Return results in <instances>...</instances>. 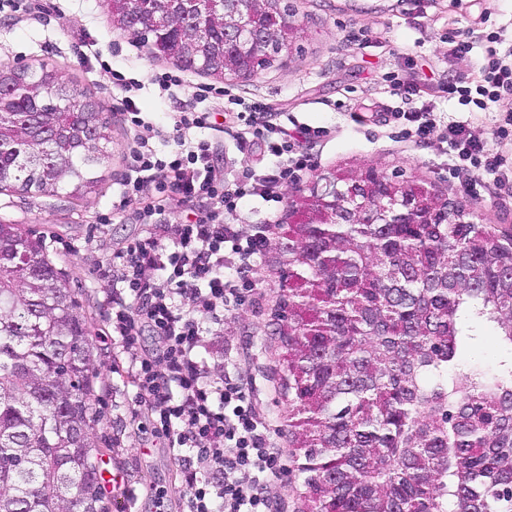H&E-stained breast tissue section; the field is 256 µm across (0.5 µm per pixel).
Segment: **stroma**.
Here are the masks:
<instances>
[{
  "label": "stroma",
  "mask_w": 512,
  "mask_h": 512,
  "mask_svg": "<svg viewBox=\"0 0 512 512\" xmlns=\"http://www.w3.org/2000/svg\"><path fill=\"white\" fill-rule=\"evenodd\" d=\"M37 19H16L0 11V63L31 68L48 63L66 85L83 91L111 124L112 148L98 169L103 181L95 192L79 196L0 190V220L20 225L43 240L49 257L64 274L93 344L94 394L90 434L111 473L119 475L125 495L111 499L110 512H156L151 488L165 494L175 512L184 489L177 464L159 438L141 432L144 408L134 388L113 375L112 344L102 336L106 301L112 290L104 266L113 251L137 237L136 203L120 204L119 192L129 165V128L114 103L112 71L142 81L138 105L155 123L174 110L170 96L152 79L172 70L154 57L139 36L112 23L106 0H43ZM306 34L288 58L256 77L217 79L197 70L184 72L187 85L230 91L244 101L269 103L294 119L331 131L312 150L313 158L298 182L283 190V203L267 211L243 202L234 221L264 224L285 217L297 188L317 174L375 167L403 170L471 212L476 222L512 228V194L494 189L464 190L454 177L445 144L417 145L406 139L390 116L400 106L390 92L391 75L407 67L438 78L448 39L459 31L486 27L512 38V0H287ZM101 53L84 58L83 39ZM279 235L268 238L251 288L242 305L224 315V330L211 339L208 363L214 375L240 371L252 382V402L280 445L288 443V405L274 377L277 339L269 324L279 292L276 274Z\"/></svg>",
  "instance_id": "35a3bbf8"
}]
</instances>
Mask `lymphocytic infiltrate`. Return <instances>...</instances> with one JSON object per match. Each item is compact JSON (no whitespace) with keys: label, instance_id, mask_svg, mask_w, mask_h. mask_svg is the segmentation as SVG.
Masks as SVG:
<instances>
[{"label":"lymphocytic infiltrate","instance_id":"lymphocytic-infiltrate-1","mask_svg":"<svg viewBox=\"0 0 512 512\" xmlns=\"http://www.w3.org/2000/svg\"><path fill=\"white\" fill-rule=\"evenodd\" d=\"M486 44L475 86L439 83L440 92L470 115L512 95V42L501 32L465 33L449 40L443 59L450 67L468 55L475 41ZM121 92L118 108L139 134L131 149L133 169L122 183L123 202L137 201L142 234L113 253L108 266L106 337L122 355L112 372H125L146 407L155 434L178 464L185 492L180 512H272L265 489L278 470V450L268 425L250 400L247 383L234 376L211 377L200 355L224 314L249 287V275L267 245L266 230L230 223L243 200L281 203L282 187L311 165L310 149L329 137L325 127L284 124L268 105L228 111L223 122L199 111L207 87L179 100L170 123L146 121L136 102L140 83L113 73ZM468 118L440 123L432 107L394 108L404 137L448 148L456 177L466 188L492 180L512 187V113L496 129L499 150H490ZM209 129L236 142L251 141L266 160L223 171L213 163L212 139L189 141L185 129ZM168 144L158 153L153 140ZM161 181L167 196L141 197L144 182ZM195 203L193 220L172 224L170 202ZM157 336L161 353L142 348L145 334Z\"/></svg>","mask_w":512,"mask_h":512}]
</instances>
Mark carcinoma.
<instances>
[{"label": "carcinoma", "mask_w": 512, "mask_h": 512, "mask_svg": "<svg viewBox=\"0 0 512 512\" xmlns=\"http://www.w3.org/2000/svg\"><path fill=\"white\" fill-rule=\"evenodd\" d=\"M127 29L126 0H111ZM148 35L156 58L224 74L210 45ZM67 87L53 67L0 65V88ZM0 116V189L76 194L98 186L112 142L96 105L69 116L70 149L31 140L26 99ZM283 225L278 273L288 319L279 376L297 417L288 447L303 475L298 512H512V229L433 224ZM0 512H109L88 433L87 322L41 244L17 224L0 241ZM494 330L493 369L464 366L465 344Z\"/></svg>", "instance_id": "carcinoma-1"}]
</instances>
